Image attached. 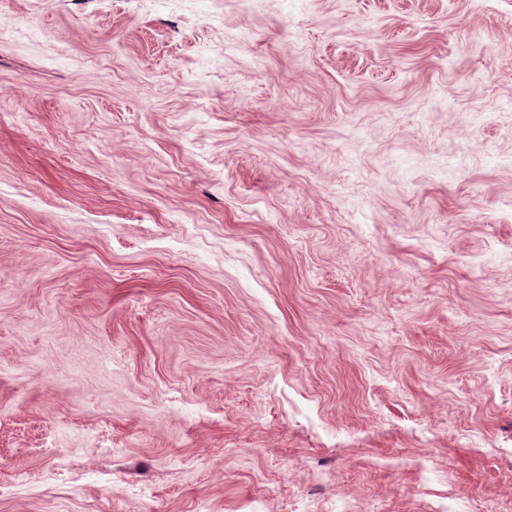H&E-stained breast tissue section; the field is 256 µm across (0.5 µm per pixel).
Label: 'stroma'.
I'll return each instance as SVG.
<instances>
[{"instance_id":"1","label":"stroma","mask_w":512,"mask_h":512,"mask_svg":"<svg viewBox=\"0 0 512 512\" xmlns=\"http://www.w3.org/2000/svg\"><path fill=\"white\" fill-rule=\"evenodd\" d=\"M0 512H512V0H0Z\"/></svg>"}]
</instances>
